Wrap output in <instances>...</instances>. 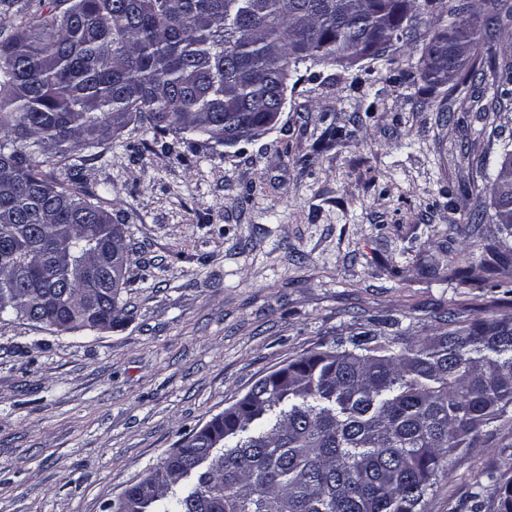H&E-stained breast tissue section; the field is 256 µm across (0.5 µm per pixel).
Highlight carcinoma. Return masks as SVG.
Listing matches in <instances>:
<instances>
[{
    "label": "carcinoma",
    "mask_w": 512,
    "mask_h": 512,
    "mask_svg": "<svg viewBox=\"0 0 512 512\" xmlns=\"http://www.w3.org/2000/svg\"><path fill=\"white\" fill-rule=\"evenodd\" d=\"M0 44V317L54 332L115 320L131 262L123 232L81 183L57 180L75 152L130 125L205 136L224 124L248 141L269 131L290 68L353 64L399 42L423 43L422 73L458 76L440 47L459 37L481 56L479 26L512 12L490 0H72ZM45 160H40V157ZM512 227V165L492 183ZM413 343L376 329L324 342L262 377L224 416V443L191 435L143 512H426L427 499L473 448H512V320L467 322ZM471 512H512V467L475 482Z\"/></svg>",
    "instance_id": "1"
}]
</instances>
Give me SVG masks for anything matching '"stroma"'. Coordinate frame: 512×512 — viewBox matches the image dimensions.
<instances>
[{
  "label": "stroma",
  "mask_w": 512,
  "mask_h": 512,
  "mask_svg": "<svg viewBox=\"0 0 512 512\" xmlns=\"http://www.w3.org/2000/svg\"><path fill=\"white\" fill-rule=\"evenodd\" d=\"M493 61L432 85L421 43L298 66L277 124L218 146L129 128L69 173L131 249L122 319L54 333L0 320V512H101L260 377L366 325L512 318L491 183L512 150V17ZM482 207L472 214L468 194ZM428 512H468L512 448L454 457Z\"/></svg>",
  "instance_id": "35a3bbf8"
}]
</instances>
